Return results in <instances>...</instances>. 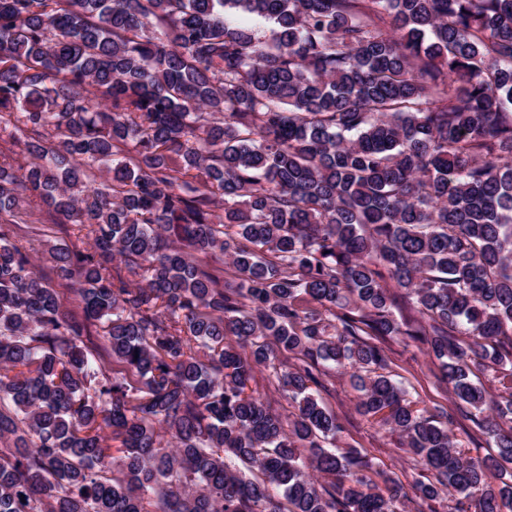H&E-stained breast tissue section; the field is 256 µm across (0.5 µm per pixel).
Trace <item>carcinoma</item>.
I'll list each match as a JSON object with an SVG mask.
<instances>
[{
	"label": "carcinoma",
	"mask_w": 512,
	"mask_h": 512,
	"mask_svg": "<svg viewBox=\"0 0 512 512\" xmlns=\"http://www.w3.org/2000/svg\"><path fill=\"white\" fill-rule=\"evenodd\" d=\"M0 124V512H512L448 431L512 461V0H0ZM48 219L79 314L16 241ZM327 367L435 479L336 447ZM383 347L394 361L392 374L409 390L418 409L435 412L452 407L451 393L439 386L431 371L437 369L428 355L411 342L405 346L402 336L388 339ZM249 387L254 395L259 396L272 410L284 416L293 411V408L288 404V396L277 389L275 374L271 368L257 370L254 378L250 381ZM452 432L462 441L463 447L468 448L472 455L482 458H496L497 448L488 436L474 423L468 420H459L450 426Z\"/></svg>",
	"instance_id": "cac0c4a2"
}]
</instances>
